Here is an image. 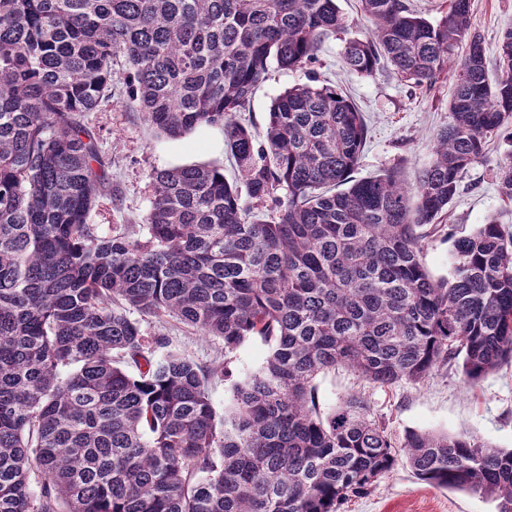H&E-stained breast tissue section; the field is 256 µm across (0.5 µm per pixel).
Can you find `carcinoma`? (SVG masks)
I'll return each instance as SVG.
<instances>
[{"label":"carcinoma","mask_w":512,"mask_h":512,"mask_svg":"<svg viewBox=\"0 0 512 512\" xmlns=\"http://www.w3.org/2000/svg\"><path fill=\"white\" fill-rule=\"evenodd\" d=\"M361 5L373 29L345 44L351 70L431 86L454 69L452 121L411 193L394 169L352 178L367 125L334 86L286 90L261 136L239 120L270 60L317 61L344 27L336 0H0V512H339L397 446L417 479L512 512V449L419 430L396 444L363 398L315 399L339 367L391 387L457 361L474 387L512 364V230L491 216L456 239L446 277L421 259L484 136L512 141V27L491 82L471 0L435 21ZM117 53L145 123L222 127L238 177L155 170L141 223L105 234L89 218L112 160L88 116L112 101ZM496 177L512 200V152ZM132 311L226 356L253 338L269 353L221 421L209 386L229 361L167 350Z\"/></svg>","instance_id":"obj_1"}]
</instances>
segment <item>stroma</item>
Masks as SVG:
<instances>
[{"label": "stroma", "mask_w": 512, "mask_h": 512, "mask_svg": "<svg viewBox=\"0 0 512 512\" xmlns=\"http://www.w3.org/2000/svg\"><path fill=\"white\" fill-rule=\"evenodd\" d=\"M347 27L326 40L313 67L286 69L269 63L244 117L253 131L263 132L274 98L286 89L308 83L310 73L332 80L363 112L368 138L355 177L363 178L397 168L403 183L414 184L431 160L433 138L450 120L452 75H442L431 87H420L387 71L365 76L341 61L346 41L366 35L371 25L360 11V0H337ZM474 26L485 38L486 55L495 58L498 37L512 27V0H474ZM90 122L100 135L101 148L112 158V192L100 197L91 214L103 231L138 223L150 206L149 175L156 169L189 164H228L224 131L203 126L179 137L156 134L138 116L127 94L91 113ZM512 151L502 134L487 136L485 153L466 173L459 194L442 215L445 229L424 242L423 262L432 276L447 275L453 241L473 231L493 213L512 227V201L499 192L495 172L500 159ZM171 350L207 362L223 355L222 340L202 337L182 324L166 330ZM315 397L321 410L336 406L349 393L359 391L373 417L392 438L403 439L411 430L475 435L501 448H512V365H506L468 387L458 363L419 383L392 388L360 386L351 372L339 369L320 376ZM494 502L464 492L432 487L419 481L410 468L398 465L366 495L351 499L339 512H494Z\"/></svg>", "instance_id": "obj_1"}]
</instances>
